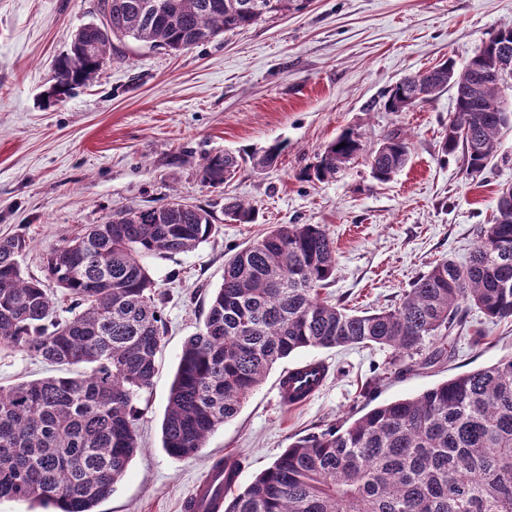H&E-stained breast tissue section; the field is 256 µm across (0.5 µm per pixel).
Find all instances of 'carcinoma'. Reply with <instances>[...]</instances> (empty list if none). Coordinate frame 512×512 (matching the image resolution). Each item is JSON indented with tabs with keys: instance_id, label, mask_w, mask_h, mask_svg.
Returning <instances> with one entry per match:
<instances>
[{
	"instance_id": "obj_1",
	"label": "carcinoma",
	"mask_w": 512,
	"mask_h": 512,
	"mask_svg": "<svg viewBox=\"0 0 512 512\" xmlns=\"http://www.w3.org/2000/svg\"><path fill=\"white\" fill-rule=\"evenodd\" d=\"M240 2L97 0L99 19L72 34L50 97L60 101L90 83L112 61L115 40L183 52L301 7L300 0H255L245 10ZM495 53L512 58V27L461 69L448 59L412 83L398 82L383 107L397 112L402 97L417 106L455 89L442 154L461 152L466 170L479 174L501 130L512 127L500 94L512 68H497ZM364 152L360 136L346 131L306 177L331 179ZM280 153L276 143L245 157L208 155L198 181L221 188L242 164L263 171ZM409 153L406 137H386L368 153L373 177L390 181ZM255 212L237 200L224 206L236 224L253 223ZM214 232L213 212L176 194L160 206L113 213L47 255L44 269L69 301L64 308L40 280L24 276L26 240L0 238V346L59 366H91L87 374L0 386V500L97 512L112 496L140 448L134 403L152 383L164 335V299L146 259L191 252ZM476 235L465 264L444 260L418 275L398 306L358 311L321 296L336 275L335 242L323 225L272 226L224 264L203 329L178 358L162 447L176 458L197 455L273 365L306 348L389 347L403 375L454 359L463 333L473 348L489 345L469 309L492 323L512 317V187ZM242 467L239 458L212 466L224 473V512H512V356L303 436L234 492Z\"/></svg>"
}]
</instances>
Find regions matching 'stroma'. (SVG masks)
I'll use <instances>...</instances> for the list:
<instances>
[{"label": "stroma", "mask_w": 512, "mask_h": 512, "mask_svg": "<svg viewBox=\"0 0 512 512\" xmlns=\"http://www.w3.org/2000/svg\"><path fill=\"white\" fill-rule=\"evenodd\" d=\"M96 4L0 0V237L25 238L21 266L41 279L50 252L117 210L158 206L176 193L219 215L217 232L196 250L147 261L166 296L167 329L153 383L136 402L141 449L99 512H184L219 458H244L237 485L245 487L308 433L512 355V318L491 323L475 310L470 319L488 348L458 341L455 361L415 374H394L388 348L304 349L277 363L197 456H169L161 425L178 356L202 327L225 262L270 225H324L337 269L323 294L361 310L395 307L419 274L444 260L467 261L476 227L512 186V129L473 176L461 155L441 152L453 90L407 112L385 111L383 97L439 60L464 66L512 25V0H304L301 9L180 54L118 41L89 85L44 105L56 59L78 27L95 21ZM347 130L370 148L404 135L407 166L385 184L362 157L334 179L302 178ZM276 142L282 151L271 167L257 172L246 163L224 187L200 186L204 157ZM230 197L255 205L253 223L221 218ZM308 360L327 366L324 385L303 405H281V377ZM58 373L25 352L0 349L1 386Z\"/></svg>", "instance_id": "35a3bbf8"}]
</instances>
